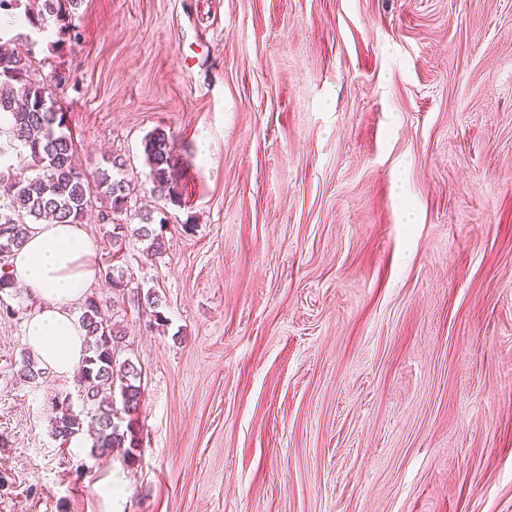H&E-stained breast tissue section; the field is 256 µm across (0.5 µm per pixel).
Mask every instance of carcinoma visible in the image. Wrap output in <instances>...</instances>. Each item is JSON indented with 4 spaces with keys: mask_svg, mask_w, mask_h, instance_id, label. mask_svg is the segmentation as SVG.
I'll return each instance as SVG.
<instances>
[{
    "mask_svg": "<svg viewBox=\"0 0 512 512\" xmlns=\"http://www.w3.org/2000/svg\"><path fill=\"white\" fill-rule=\"evenodd\" d=\"M82 0H42L38 12L26 15L32 27L41 30L54 18L60 30L66 29ZM55 76L37 79L32 70V50L13 48L0 54V113L12 116L9 128L0 130V253L11 256L19 248L30 225L52 219L60 224H80L87 212L98 208L103 236L119 253L127 239L148 242L144 252L152 257L162 249L166 211L132 210V188L120 176L123 160L115 155L88 172L74 163V146L66 124V114L52 100ZM56 83V82H54ZM61 86V83H56ZM25 155L35 175L11 172L10 155ZM144 155L150 168L153 192L165 201L181 202L182 186L173 176L178 164L170 135L162 129L144 140ZM139 217L136 227L128 214ZM110 288H128L123 270L109 267L102 272ZM103 301L90 296L84 300L78 322L86 331L85 355L77 371L82 410L77 412L69 395L55 396L51 428L54 437L67 441L83 431L84 422L96 426L92 454L101 458L115 448L124 449L134 461L139 446L134 414L140 405L141 370L128 358L125 333L116 322L102 315ZM17 376L35 381L43 375L30 353L21 354Z\"/></svg>",
    "mask_w": 512,
    "mask_h": 512,
    "instance_id": "obj_1",
    "label": "carcinoma"
}]
</instances>
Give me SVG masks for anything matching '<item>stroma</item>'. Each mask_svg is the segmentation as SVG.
Wrapping results in <instances>:
<instances>
[{
	"mask_svg": "<svg viewBox=\"0 0 512 512\" xmlns=\"http://www.w3.org/2000/svg\"><path fill=\"white\" fill-rule=\"evenodd\" d=\"M29 37L84 169L118 155L161 254L102 243L141 368L135 462L51 432L14 369L0 512H512V0H83ZM170 134L183 190H152ZM162 299L151 324L139 292ZM144 155L150 168L153 192L173 205L182 198V186L173 176L178 164L170 135L163 129H155L144 140Z\"/></svg>",
	"mask_w": 512,
	"mask_h": 512,
	"instance_id": "1",
	"label": "stroma"
}]
</instances>
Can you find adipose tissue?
<instances>
[{
  "label": "adipose tissue",
  "instance_id": "1",
  "mask_svg": "<svg viewBox=\"0 0 512 512\" xmlns=\"http://www.w3.org/2000/svg\"><path fill=\"white\" fill-rule=\"evenodd\" d=\"M97 243L78 224L32 225L11 258L10 273L37 308L25 325L24 342L41 365L71 375L83 357L84 331L71 311L97 275Z\"/></svg>",
  "mask_w": 512,
  "mask_h": 512
}]
</instances>
